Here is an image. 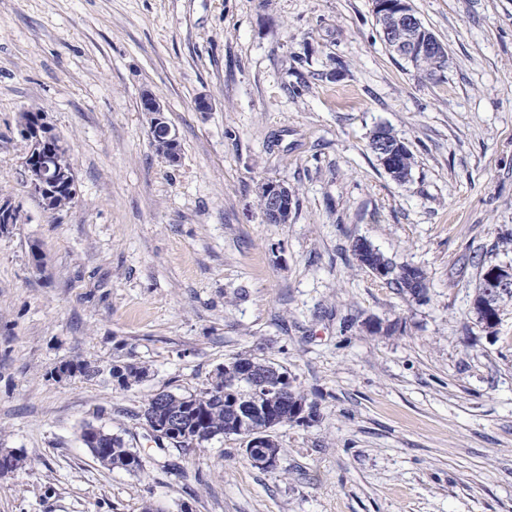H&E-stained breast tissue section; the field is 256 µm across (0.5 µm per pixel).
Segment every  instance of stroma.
Returning <instances> with one entry per match:
<instances>
[{
  "label": "stroma",
  "instance_id": "1",
  "mask_svg": "<svg viewBox=\"0 0 512 512\" xmlns=\"http://www.w3.org/2000/svg\"><path fill=\"white\" fill-rule=\"evenodd\" d=\"M411 5L448 49L432 76L386 47L372 0H0V197L21 206L0 231V448L26 458L0 512H512V301L490 328L473 308L482 270L512 265V0ZM31 105L71 149L60 212L23 180ZM379 126L408 182L372 153ZM269 179L295 192L287 223L258 205ZM360 238L424 294L360 267ZM240 354L317 405L274 431L277 468L235 436L158 445L148 400ZM72 359L97 375L55 379ZM122 363L148 373L120 389ZM87 425L142 471L102 466ZM142 109L144 112H149L152 118L149 129L152 145L159 139H165L172 148L169 153L168 145L156 144L155 151L164 158L169 153L168 161L172 164L177 163L181 151L179 137L165 116V105L152 93H145L142 98ZM370 146L384 170L394 179L404 182L409 179V171L403 167L404 156L410 151L405 143L388 128L377 127L371 137ZM409 274H412L414 277L418 278L421 282L424 284L426 283V276L425 273L417 268L412 266H403L400 268V271H396V275L394 277H391L390 283H393L396 288L399 289L402 293H407L409 295H412L413 297L420 296V292H416V288H419L416 286V288H409L410 287V281H409ZM81 440L100 462L101 459H110V469L138 472L142 468L137 452L128 447L121 436L114 435L111 431L86 427L81 432Z\"/></svg>",
  "mask_w": 512,
  "mask_h": 512
}]
</instances>
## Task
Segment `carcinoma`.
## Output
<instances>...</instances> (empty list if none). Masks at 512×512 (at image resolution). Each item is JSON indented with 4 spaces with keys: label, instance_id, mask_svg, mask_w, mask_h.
Returning <instances> with one entry per match:
<instances>
[{
    "label": "carcinoma",
    "instance_id": "1",
    "mask_svg": "<svg viewBox=\"0 0 512 512\" xmlns=\"http://www.w3.org/2000/svg\"><path fill=\"white\" fill-rule=\"evenodd\" d=\"M426 282L425 273L412 266H403L391 278L402 293L414 297L418 292L410 287L409 276ZM276 362L252 355H238L216 369L209 387L197 393L176 394L161 391L153 395L143 411V416L161 419L169 414L182 418L179 439L171 442L175 448H201L204 444L222 437L245 438L256 429L270 433L276 427L299 423L298 409L306 407L310 416H316V405L297 387H291L288 398H283L284 382L274 379L260 392L253 391L249 378L269 371ZM146 368L134 364L112 366V378L118 387L126 389L138 382ZM81 440L98 460L108 458L112 468L127 472L141 470L139 455L128 447L124 439L102 428L86 427ZM25 458L14 450L0 449V475L22 468Z\"/></svg>",
    "mask_w": 512,
    "mask_h": 512
}]
</instances>
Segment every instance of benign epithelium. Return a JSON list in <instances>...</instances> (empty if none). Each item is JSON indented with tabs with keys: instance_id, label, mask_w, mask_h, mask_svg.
Here are the masks:
<instances>
[{
	"instance_id": "7a95c632",
	"label": "benign epithelium",
	"mask_w": 512,
	"mask_h": 512,
	"mask_svg": "<svg viewBox=\"0 0 512 512\" xmlns=\"http://www.w3.org/2000/svg\"><path fill=\"white\" fill-rule=\"evenodd\" d=\"M374 13L380 25L382 38L388 47L400 58L413 65L426 58L441 63L448 59V50L436 36L428 30L413 10L410 0H373ZM143 111L150 114L151 142L166 140L170 147L168 161L172 164L180 159L178 134L165 116V105L153 94L146 93L142 98ZM18 129L27 138V151L22 162L23 178L31 197L35 198L44 211L45 200L62 193L76 195L75 173L69 148L64 143H51V126L47 120L29 125L28 119L19 121ZM370 146L384 170L394 179L404 182L409 179V171L403 167L404 156L409 153L405 143L388 128L377 127L371 137ZM265 220L269 224H286L292 211V191L282 180H271L266 185ZM19 207L9 198H0V227L15 223ZM485 291L484 309L487 313L486 325H494L500 319V299L512 292V266H490L481 276ZM181 427L180 417L167 416L157 421L149 429L158 437L171 439L178 436ZM245 451L254 455L256 464L272 469L278 465L277 458L263 451L266 437L257 434L246 439Z\"/></svg>"
}]
</instances>
